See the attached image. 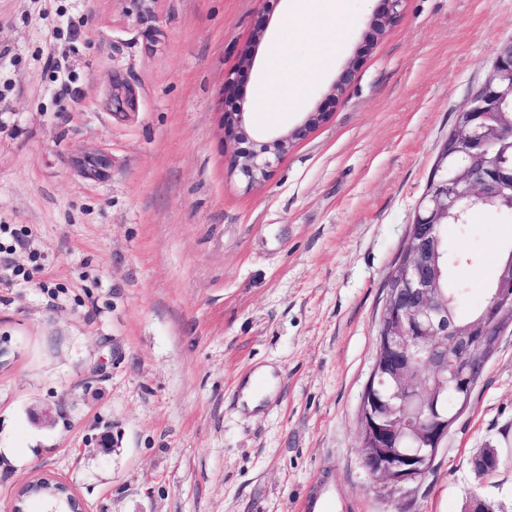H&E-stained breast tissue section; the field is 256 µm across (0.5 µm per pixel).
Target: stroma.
<instances>
[{
  "instance_id": "stroma-1",
  "label": "stroma",
  "mask_w": 512,
  "mask_h": 512,
  "mask_svg": "<svg viewBox=\"0 0 512 512\" xmlns=\"http://www.w3.org/2000/svg\"><path fill=\"white\" fill-rule=\"evenodd\" d=\"M292 0H0V225L27 228L0 281V512L21 480L67 482L87 512H299L317 475L358 512H512V326L432 469L392 486L362 465L361 396L387 277L456 113L512 39V0H405L369 51L378 0H344L299 103L257 113L290 130L320 106L264 185L227 173L221 90L260 20L281 37ZM352 83L330 98L348 63ZM136 109L113 111L114 81ZM481 304L512 220L484 208L448 227ZM40 255L32 268L30 252ZM274 369L271 397L242 401ZM109 454H101V440ZM498 452L489 474L472 467ZM256 376H261L264 379L266 388L262 394H259L256 391L254 383L252 382V378L246 383L243 388V396L251 410L258 407L260 398L263 396V394L271 393L273 384V369L269 367L261 368L256 372Z\"/></svg>"
}]
</instances>
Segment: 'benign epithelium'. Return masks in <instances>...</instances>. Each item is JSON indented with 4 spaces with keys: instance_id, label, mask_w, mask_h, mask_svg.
Segmentation results:
<instances>
[{
    "instance_id": "benign-epithelium-1",
    "label": "benign epithelium",
    "mask_w": 512,
    "mask_h": 512,
    "mask_svg": "<svg viewBox=\"0 0 512 512\" xmlns=\"http://www.w3.org/2000/svg\"><path fill=\"white\" fill-rule=\"evenodd\" d=\"M361 35L368 50L400 13L403 0H380ZM267 26L260 23L239 57L254 65ZM354 63L334 80V96L351 84ZM112 109L132 111L133 89L117 81ZM240 99L237 78L224 79L222 101ZM321 107L305 113L294 129L251 135L242 106L220 113V134L233 145L228 174L251 190L264 184L295 142L324 123ZM512 202V41L498 51L485 83L457 112L442 145L406 242L387 281L376 352L360 405V446L365 468L377 480L398 485L425 475L458 413L467 405L476 377L490 355L489 338L500 339L512 324V252L503 263L492 297L471 324L462 327L448 313L440 286L437 227L476 205ZM452 408L444 406L448 392ZM39 500L45 512H86L83 500L65 482L42 473L17 486L11 512H29Z\"/></svg>"
}]
</instances>
